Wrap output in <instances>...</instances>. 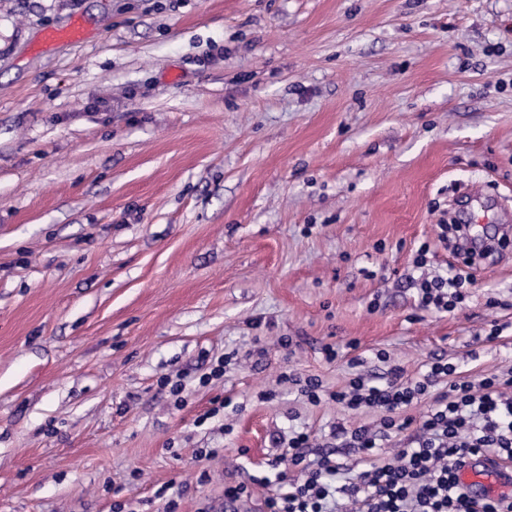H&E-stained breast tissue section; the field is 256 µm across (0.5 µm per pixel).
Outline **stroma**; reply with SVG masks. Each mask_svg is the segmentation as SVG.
Listing matches in <instances>:
<instances>
[{"instance_id": "obj_1", "label": "stroma", "mask_w": 512, "mask_h": 512, "mask_svg": "<svg viewBox=\"0 0 512 512\" xmlns=\"http://www.w3.org/2000/svg\"><path fill=\"white\" fill-rule=\"evenodd\" d=\"M469 210L512 219V0H0V512L261 503L273 437L377 418L283 371L511 366L512 244L454 312L408 280Z\"/></svg>"}]
</instances>
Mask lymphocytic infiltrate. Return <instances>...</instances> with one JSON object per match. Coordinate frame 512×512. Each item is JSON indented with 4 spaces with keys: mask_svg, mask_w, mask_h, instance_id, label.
Instances as JSON below:
<instances>
[{
    "mask_svg": "<svg viewBox=\"0 0 512 512\" xmlns=\"http://www.w3.org/2000/svg\"><path fill=\"white\" fill-rule=\"evenodd\" d=\"M432 254L425 241L412 260L420 272L414 281L417 306L450 313L465 302L473 278L453 267L428 275ZM361 364L352 358L353 377L331 392L317 377L281 373V380L310 403L326 398L377 418L351 429L334 428L325 445H312L305 432L276 438L281 453L273 467L281 487L267 498L268 512H512V499L475 504L457 478L471 456L512 460V367L474 381L439 359L413 378L397 365L369 377L360 373ZM425 398L430 401L426 414L412 423L405 410ZM409 428L414 434L408 444L383 454L385 441ZM339 438L364 462L345 477L333 446Z\"/></svg>",
    "mask_w": 512,
    "mask_h": 512,
    "instance_id": "obj_1",
    "label": "lymphocytic infiltrate"
}]
</instances>
